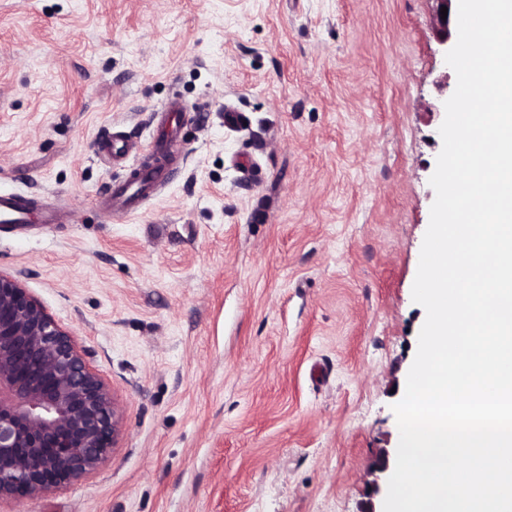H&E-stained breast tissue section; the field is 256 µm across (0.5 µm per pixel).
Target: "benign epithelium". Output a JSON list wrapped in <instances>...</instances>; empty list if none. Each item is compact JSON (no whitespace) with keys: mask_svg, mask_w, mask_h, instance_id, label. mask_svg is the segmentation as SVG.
<instances>
[{"mask_svg":"<svg viewBox=\"0 0 512 512\" xmlns=\"http://www.w3.org/2000/svg\"><path fill=\"white\" fill-rule=\"evenodd\" d=\"M122 416L72 337L0 273V499L50 494L96 470Z\"/></svg>","mask_w":512,"mask_h":512,"instance_id":"7a95c632","label":"benign epithelium"}]
</instances>
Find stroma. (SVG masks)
<instances>
[{
  "label": "stroma",
  "instance_id": "stroma-1",
  "mask_svg": "<svg viewBox=\"0 0 512 512\" xmlns=\"http://www.w3.org/2000/svg\"><path fill=\"white\" fill-rule=\"evenodd\" d=\"M436 0H0V272L69 330L122 427L105 462L0 512H381L457 77ZM173 179L138 212L105 140ZM239 121L228 124L225 106ZM184 106L177 98L170 99L160 112L165 113L163 121L156 133L155 144L156 152L163 155L171 149L172 143L175 141L170 136L169 130L166 128L168 120H171V124L176 119V116L180 112H184ZM34 213L35 207L29 199L0 191V229L3 224H29Z\"/></svg>",
  "mask_w": 512,
  "mask_h": 512
}]
</instances>
